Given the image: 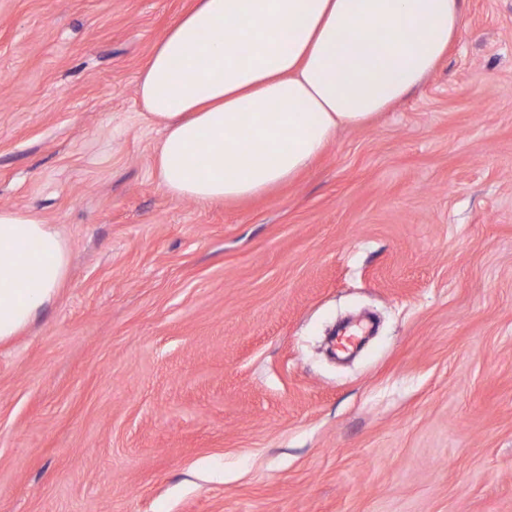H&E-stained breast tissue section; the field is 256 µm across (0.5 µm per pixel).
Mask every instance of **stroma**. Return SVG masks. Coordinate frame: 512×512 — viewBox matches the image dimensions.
I'll use <instances>...</instances> for the list:
<instances>
[{"mask_svg": "<svg viewBox=\"0 0 512 512\" xmlns=\"http://www.w3.org/2000/svg\"><path fill=\"white\" fill-rule=\"evenodd\" d=\"M193 4L0 0V207L70 250L0 342V512H512V0H464L407 98L214 204L164 192L136 87Z\"/></svg>", "mask_w": 512, "mask_h": 512, "instance_id": "35a3bbf8", "label": "stroma"}]
</instances>
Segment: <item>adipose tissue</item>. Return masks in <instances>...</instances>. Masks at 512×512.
<instances>
[{
    "instance_id": "ef3b65f1",
    "label": "adipose tissue",
    "mask_w": 512,
    "mask_h": 512,
    "mask_svg": "<svg viewBox=\"0 0 512 512\" xmlns=\"http://www.w3.org/2000/svg\"><path fill=\"white\" fill-rule=\"evenodd\" d=\"M462 2L195 0L138 76L162 132V188L208 203L293 181L339 126L367 124L438 67L459 37ZM68 271L55 225L0 208V341L51 302Z\"/></svg>"
}]
</instances>
